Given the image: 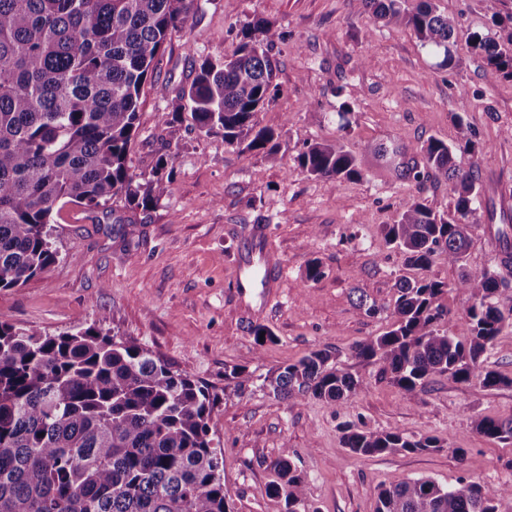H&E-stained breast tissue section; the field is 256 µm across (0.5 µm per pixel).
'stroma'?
<instances>
[{"instance_id": "35a3bbf8", "label": "stroma", "mask_w": 512, "mask_h": 512, "mask_svg": "<svg viewBox=\"0 0 512 512\" xmlns=\"http://www.w3.org/2000/svg\"><path fill=\"white\" fill-rule=\"evenodd\" d=\"M436 3L457 22L446 69L412 31L373 22L356 0H196L143 88L131 147L133 167L145 174L170 153L168 193L145 211L113 200L108 220L98 210L64 206L51 226L56 262L26 286L0 290V316L16 325L50 334L96 326L135 340L208 387L216 399L213 445L224 459L234 512H283L267 486L286 447L305 477L301 512H374L380 484L421 476L444 486L462 477L512 483V445L472 428L479 416H512V385L488 389L436 375L423 392L404 395L382 382L336 408L314 398L288 402L258 382L315 349L329 350L345 372L370 375L372 366L352 347L387 330L396 279L416 274L401 251L385 245L381 227L414 199L439 211L452 205L447 184L394 180L369 157L363 180L309 177L296 161L309 143L340 137L356 152L394 139L452 144L453 115L462 113L484 147L466 263L497 271L505 285L496 301L512 307V264L502 259L501 223L489 217L500 208L492 182L512 186V79L488 83L483 54L467 42L473 32L501 42L511 37L512 22L495 25L491 15L512 12V0ZM257 18L281 33L271 51L278 92L258 115L280 136L274 161L225 144L223 133H200L189 121L160 122L202 60L233 55L241 28ZM254 227L279 270L274 291L256 288L242 300L233 282ZM313 259L323 271L315 282L306 277ZM427 275L450 282L441 297L443 327L458 335L467 307L466 294L452 287L458 268L438 259ZM360 297L376 304L377 314H363ZM257 325L273 335L260 348L252 335ZM233 367L247 368L254 383L225 385L224 372ZM346 421L435 436L442 448L357 456L342 442ZM458 448L464 457L455 456Z\"/></svg>"}]
</instances>
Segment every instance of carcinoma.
Listing matches in <instances>:
<instances>
[{"label":"carcinoma","instance_id":"carcinoma-1","mask_svg":"<svg viewBox=\"0 0 512 512\" xmlns=\"http://www.w3.org/2000/svg\"><path fill=\"white\" fill-rule=\"evenodd\" d=\"M388 24L414 33L422 46L452 65L455 21L434 0H358ZM195 0H0V289L21 288L56 262L50 241L54 211L67 204L91 209L121 197L147 209L167 193L171 175L161 156L148 175L130 158L138 108L155 61L169 36L183 29ZM280 38L257 19L241 31L234 55L205 59L181 89L173 115L224 143L277 160L279 134L258 114L277 92L269 51ZM485 57L486 78H512V41L469 36ZM459 141L410 146L370 143L391 174L448 184L453 210L439 212L414 200L390 224L387 245L407 266L428 270L435 259L462 269L445 281L401 276L394 321L359 341L353 356L376 368L375 379L338 368L326 349L267 374L262 385L279 398L313 397L334 407L387 382L404 395L424 389L434 375L484 388L512 385L488 368L484 355L507 327L512 308L496 302L502 280L488 268L467 269L472 244L468 217L480 203L474 158L479 145L457 117ZM307 175L331 180L366 177L359 156L341 139L308 144L296 157ZM453 287L469 297L458 339L441 329L440 297ZM253 380L245 368L224 371V382ZM216 400L207 388L173 370L131 339L89 326L47 334L0 317V512H234L224 491V460L210 438ZM477 433L512 444V417L481 416ZM344 446L359 456L433 452L436 437L341 425ZM270 496L285 512H300L305 478L285 447L272 464ZM512 484L460 479L444 487L408 478L377 493L376 512H499Z\"/></svg>","mask_w":512,"mask_h":512}]
</instances>
